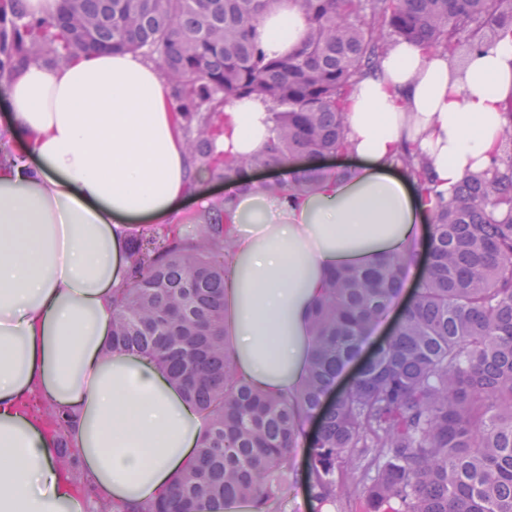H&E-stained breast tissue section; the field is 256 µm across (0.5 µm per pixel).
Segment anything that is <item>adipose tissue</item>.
Returning a JSON list of instances; mask_svg holds the SVG:
<instances>
[{"instance_id":"1","label":"adipose tissue","mask_w":512,"mask_h":512,"mask_svg":"<svg viewBox=\"0 0 512 512\" xmlns=\"http://www.w3.org/2000/svg\"><path fill=\"white\" fill-rule=\"evenodd\" d=\"M308 28L299 0H282L258 27L271 57L294 55ZM0 512H88L92 498L129 512L171 490L207 425L148 360L109 351L114 295L127 280L135 224H173L205 180L185 151L157 66L134 53L94 51L51 68L32 61L0 82ZM512 99V39L447 56L395 43L349 100L356 159L315 193L245 189L229 212L236 250L224 282L225 322L239 375L292 395L306 375L309 313L332 271L412 258L427 213L393 164L404 144L432 161L438 191L500 154ZM215 150L244 156L269 138L253 99L225 108ZM73 418L69 444L87 479L58 464L52 432L29 396Z\"/></svg>"}]
</instances>
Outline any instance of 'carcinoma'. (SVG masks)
Instances as JSON below:
<instances>
[{
  "label": "carcinoma",
  "instance_id": "carcinoma-1",
  "mask_svg": "<svg viewBox=\"0 0 512 512\" xmlns=\"http://www.w3.org/2000/svg\"><path fill=\"white\" fill-rule=\"evenodd\" d=\"M0 0V76L28 60L68 64L87 49L127 50L158 64L196 170L212 178L351 152L347 101L390 47L405 41L455 61L512 30V0H300L308 29L300 51L261 49L262 15L281 0H59L27 19ZM268 106L270 136L249 156L217 155L221 103ZM501 156L445 197L431 162L409 145L397 158L430 218L426 270L391 335L329 402L344 369L403 287L393 257L333 273L310 312L312 356L292 396L236 376L224 332V277L234 253L221 221L234 198L183 224L143 225L129 246L130 278L113 300L111 350L163 367L208 423L171 494L137 512H201L259 501L287 512L291 449H311L310 500L358 494L359 512H512V102ZM311 169L256 189L313 192ZM62 466L86 487L69 447L72 415L50 404ZM318 420L308 436L305 424Z\"/></svg>",
  "mask_w": 512,
  "mask_h": 512
}]
</instances>
